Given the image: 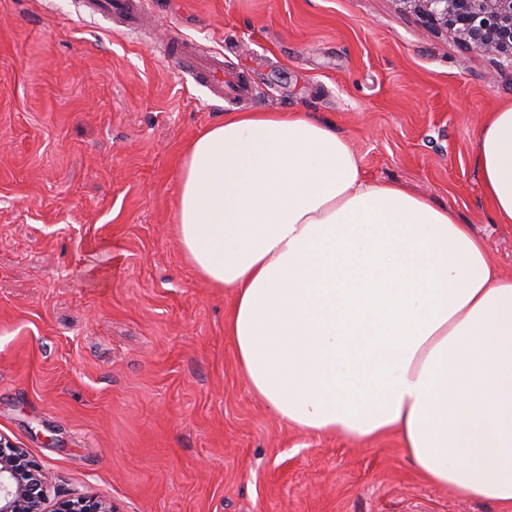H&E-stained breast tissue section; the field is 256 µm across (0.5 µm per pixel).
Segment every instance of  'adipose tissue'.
<instances>
[{
  "label": "adipose tissue",
  "instance_id": "1",
  "mask_svg": "<svg viewBox=\"0 0 512 512\" xmlns=\"http://www.w3.org/2000/svg\"><path fill=\"white\" fill-rule=\"evenodd\" d=\"M512 224V106L475 138ZM185 258L233 292L224 324L250 389L309 434L392 432L429 483L512 512V274L452 209L367 177L299 112H240L181 166Z\"/></svg>",
  "mask_w": 512,
  "mask_h": 512
}]
</instances>
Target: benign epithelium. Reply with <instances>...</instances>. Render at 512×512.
<instances>
[{
    "label": "benign epithelium",
    "instance_id": "1",
    "mask_svg": "<svg viewBox=\"0 0 512 512\" xmlns=\"http://www.w3.org/2000/svg\"><path fill=\"white\" fill-rule=\"evenodd\" d=\"M436 33L466 48L512 60V0H391ZM49 475L27 452L0 437V512H46ZM54 512H112L105 501L86 497L61 502Z\"/></svg>",
    "mask_w": 512,
    "mask_h": 512
}]
</instances>
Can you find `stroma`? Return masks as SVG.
<instances>
[{"mask_svg":"<svg viewBox=\"0 0 512 512\" xmlns=\"http://www.w3.org/2000/svg\"><path fill=\"white\" fill-rule=\"evenodd\" d=\"M253 85L247 111L330 123L364 173L454 210L512 272L474 141L512 61L390 0H149L127 30L83 0H0V435L117 512H500L427 483L397 435H309L239 371L230 289L184 258L183 154L229 108L167 51Z\"/></svg>","mask_w":512,"mask_h":512,"instance_id":"obj_1","label":"stroma"}]
</instances>
